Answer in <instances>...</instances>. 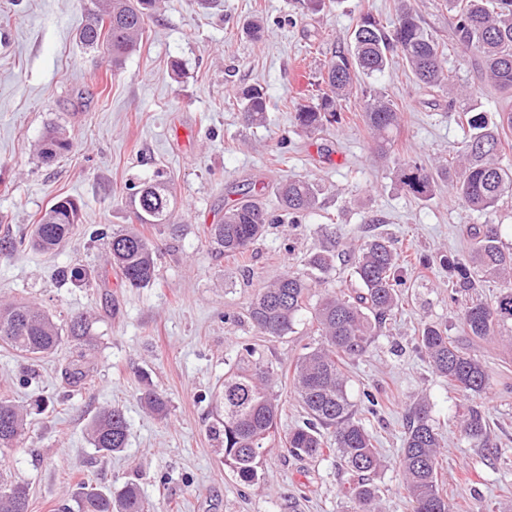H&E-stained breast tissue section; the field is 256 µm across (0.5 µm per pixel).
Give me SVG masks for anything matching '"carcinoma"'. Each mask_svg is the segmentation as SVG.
I'll return each mask as SVG.
<instances>
[{
    "label": "carcinoma",
    "mask_w": 512,
    "mask_h": 512,
    "mask_svg": "<svg viewBox=\"0 0 512 512\" xmlns=\"http://www.w3.org/2000/svg\"><path fill=\"white\" fill-rule=\"evenodd\" d=\"M162 0H86L85 23L79 30L80 43L100 51L119 67L133 52L152 15ZM454 12L452 36L463 52L481 56L485 79L500 94L512 98V0H448ZM396 21L392 28L373 15H362L349 35V46L336 52L322 77L317 102L301 105L295 112L297 126L307 132L320 131L327 124L340 123L341 101L356 91L365 98L364 120L378 151L389 153L390 135L400 113L386 95L362 86L363 79L376 78L396 62H402L417 81L430 88H448V111H455L458 88L444 66L445 45L428 33L413 0H396ZM239 104L246 121L257 124L267 112L266 92L260 86L241 91ZM458 118L468 127L465 138L452 149V161L427 167L416 159L392 158L400 183L417 198H428L442 185L467 213L485 215L512 191V168L502 164L507 131H512V111H501L490 121L485 113L471 108ZM71 141L58 129L43 135L40 153L51 161L70 150ZM282 211L293 224H301L319 207L320 189L302 179H289L277 189ZM129 205L139 224H163L172 233L176 201L171 183H147L129 196ZM81 207L70 198L54 202L39 217L32 245L42 251L56 250L81 221ZM278 216L257 200L241 201L224 212V221L213 224L210 241L224 252L244 254ZM473 248L466 256H448L439 265L448 269V283L459 293L472 294L481 279H495L502 290L491 301L479 298L466 302L459 312L461 332L478 341L512 328V247L503 243L497 225L486 221L469 225ZM340 235L330 236L328 245L308 260L311 274L287 273L266 284L251 299L247 315L256 331L268 338H281L293 331L312 288L327 282L336 264ZM351 261L358 287L347 291H326L312 315L320 342L299 357L293 368L295 393L308 419L288 432V450L297 455L320 456L325 451L339 455L357 480L347 493L354 512H374L377 490L367 475L377 472L383 461L372 434L355 417L342 371L345 361L365 354L377 329L399 308L403 289L410 287L406 270L400 265L396 243L376 235L353 252ZM109 263L119 270L130 288H144L158 278L157 255L143 232L135 229L112 233ZM61 280L78 288L96 281L82 266L58 271ZM70 338L76 358L64 369L63 380L70 387L86 383L92 368L90 356L94 337L86 318L70 320L68 331L53 317L30 303L0 306V346L17 355L38 359L54 352ZM419 346L433 371L458 387L473 404L460 424L461 434L477 447L487 443V420L476 400L487 390L489 376L481 359L448 336L447 326L424 325ZM273 372L259 362L235 366L224 373L217 401L224 416L217 417L213 433L222 438L224 464L243 483L257 477L256 461L277 429L279 401L272 391ZM140 400L150 412L164 416V397L146 386ZM28 425V412L13 401L0 397V448L21 442ZM330 440H325L324 432ZM87 436L100 453L112 455L126 448L128 423L117 406L103 407L90 421ZM440 436L430 418L428 406L419 404L409 416L399 459L402 486L414 502V512H449L448 498L439 486ZM28 488L21 482L0 480V512H28ZM55 512H150L138 487L127 484L119 491L89 487L80 483L62 498Z\"/></svg>",
    "instance_id": "cac0c4a2"
}]
</instances>
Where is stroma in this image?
<instances>
[{"mask_svg":"<svg viewBox=\"0 0 512 512\" xmlns=\"http://www.w3.org/2000/svg\"><path fill=\"white\" fill-rule=\"evenodd\" d=\"M393 3L329 0L305 13L296 0H164L139 49L116 71L107 56L78 41L83 0H0V238L18 243L0 251V302L36 303L64 326L86 316L97 338L92 378L73 389L62 381L72 342L33 363L0 348V397L26 405L39 395L48 400L45 411L31 412L23 442L0 450V471L29 488V512H54L80 481L115 490L137 484L155 512H352L353 478L336 455L296 456L286 448L289 430L306 414L285 372L318 340L311 311H303L292 333L269 339L257 334L246 309L264 283L304 271L309 254L336 229L346 254L379 233L411 257L462 256L473 245L447 188L426 199L399 188L391 164L375 151L359 99L343 101L342 122L320 132L307 134L294 123L298 88L320 83L364 12L392 26ZM416 6L425 28L444 39L447 66L467 91L458 107L494 116L504 101L486 85L479 59L460 60L445 0ZM257 18L264 32L256 39L245 28ZM175 59L182 74L170 69ZM375 84L400 109L396 155L429 165L447 160L466 129L449 111L446 92L423 88L399 63ZM251 85L267 94L260 126L247 123L236 102ZM52 126L63 128L72 147L46 162L37 144ZM288 178L321 189L305 223L269 225L242 256L210 244L209 227L225 208L254 196L277 210L273 189ZM154 179L171 180L182 231L174 237L159 225L146 229L157 249L158 279L130 288L118 272L105 271V242L92 233L135 225L129 195ZM64 197L81 205V223L54 252L31 247L35 221ZM73 263L107 272V283L60 282L58 269ZM407 275L412 286L395 319L346 366L356 415L366 418L385 461L372 478L378 508L412 512L396 461L408 413L423 402L441 433V482L451 512H512V335L472 347L489 373L480 401L489 442L478 448L459 432L467 400L432 372L418 346L431 322L462 337L448 272L411 266ZM245 343L273 368L280 401L277 432L250 484L225 466L209 432L224 373ZM147 380L164 396L166 416L141 405ZM369 393L381 402L371 418ZM111 404L124 410L128 444L105 456L85 429Z\"/></svg>","mask_w":512,"mask_h":512,"instance_id":"1","label":"stroma"}]
</instances>
